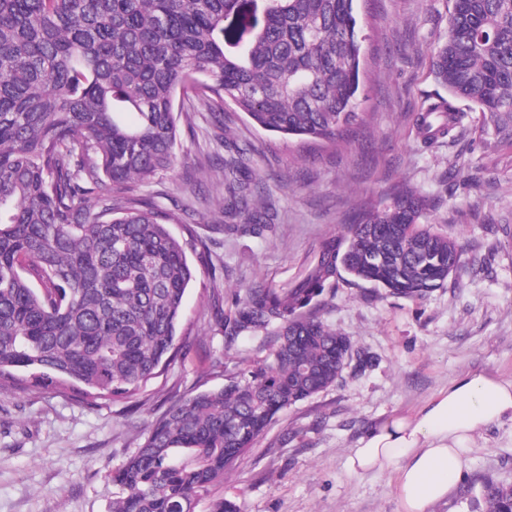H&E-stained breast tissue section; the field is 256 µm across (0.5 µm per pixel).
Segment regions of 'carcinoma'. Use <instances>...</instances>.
I'll use <instances>...</instances> for the list:
<instances>
[{
    "label": "carcinoma",
    "instance_id": "carcinoma-1",
    "mask_svg": "<svg viewBox=\"0 0 512 512\" xmlns=\"http://www.w3.org/2000/svg\"><path fill=\"white\" fill-rule=\"evenodd\" d=\"M354 0H0V388H39L89 408L132 397L174 358L194 272L169 229L181 216L140 187L179 162L177 116L224 107L259 127L334 143L364 122ZM422 105L425 143L452 136L454 100L486 142H512V0H454ZM222 213L260 232L244 152L225 140ZM412 188L324 241L289 288H246L224 337L277 336L224 387L170 403L112 471L111 512H194L284 409L370 358L325 324L315 299L344 271L412 299L461 263L423 222ZM464 500L512 512V483L478 478Z\"/></svg>",
    "mask_w": 512,
    "mask_h": 512
}]
</instances>
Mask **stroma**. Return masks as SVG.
<instances>
[{
    "label": "stroma",
    "mask_w": 512,
    "mask_h": 512,
    "mask_svg": "<svg viewBox=\"0 0 512 512\" xmlns=\"http://www.w3.org/2000/svg\"><path fill=\"white\" fill-rule=\"evenodd\" d=\"M453 0H357L365 35L364 127L344 143L265 131L228 107L224 127L251 150L256 195L279 219L263 235L212 223L224 201V142L208 113L179 119L180 164L142 194L181 213L172 225L195 271L176 344L180 355L145 391L88 409L37 388L0 391V512H110L112 471L173 396L227 384L273 339L224 341L222 311L256 284L286 288L320 244L359 211L385 204L399 187L427 196L428 221L460 246L463 266L421 299L337 277L319 302L322 319L349 336L372 365L346 369L328 389L283 410L218 494L240 512H400L393 474L351 473L346 457L371 426L421 405L449 379L485 370L512 381V147L478 136L465 101L453 139L427 147L413 119L445 95L431 60L445 39ZM209 159V170L198 162ZM512 482V422L494 424L464 457L462 478Z\"/></svg>",
    "instance_id": "35a3bbf8"
}]
</instances>
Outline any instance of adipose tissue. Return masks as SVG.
<instances>
[{
    "mask_svg": "<svg viewBox=\"0 0 512 512\" xmlns=\"http://www.w3.org/2000/svg\"><path fill=\"white\" fill-rule=\"evenodd\" d=\"M504 420L512 421V382L467 371L417 409L372 426L346 465L355 474L395 473L401 512H430L456 486L476 435Z\"/></svg>",
    "mask_w": 512,
    "mask_h": 512,
    "instance_id": "1",
    "label": "adipose tissue"
}]
</instances>
